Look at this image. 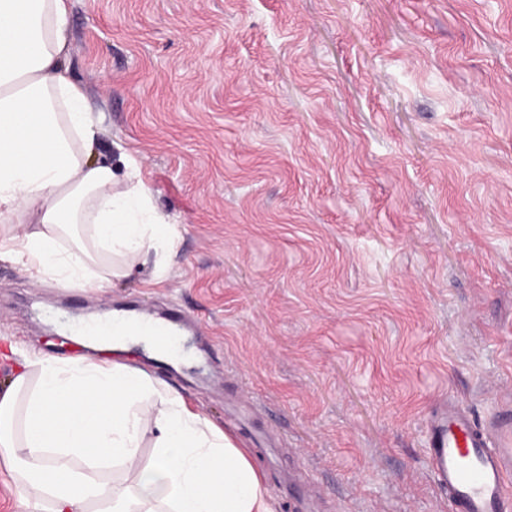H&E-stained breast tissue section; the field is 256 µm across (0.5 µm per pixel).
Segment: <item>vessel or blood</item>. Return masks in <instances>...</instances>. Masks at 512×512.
<instances>
[{
	"instance_id": "vessel-or-blood-1",
	"label": "vessel or blood",
	"mask_w": 512,
	"mask_h": 512,
	"mask_svg": "<svg viewBox=\"0 0 512 512\" xmlns=\"http://www.w3.org/2000/svg\"><path fill=\"white\" fill-rule=\"evenodd\" d=\"M178 319L154 324L152 341L173 345ZM429 464L439 488L461 512H507L512 507V407L475 425L462 407L448 403L428 421Z\"/></svg>"
}]
</instances>
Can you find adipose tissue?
I'll return each mask as SVG.
<instances>
[{
	"label": "adipose tissue",
	"instance_id": "1",
	"mask_svg": "<svg viewBox=\"0 0 512 512\" xmlns=\"http://www.w3.org/2000/svg\"><path fill=\"white\" fill-rule=\"evenodd\" d=\"M67 0H0V258L104 288L175 244L138 160L94 156L97 127L64 64ZM0 470L21 512H277L247 449L144 369L10 347ZM154 458L142 464L144 444Z\"/></svg>",
	"mask_w": 512,
	"mask_h": 512
}]
</instances>
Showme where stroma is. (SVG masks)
Returning a JSON list of instances; mask_svg holds the SVG:
<instances>
[{
	"label": "stroma",
	"mask_w": 512,
	"mask_h": 512,
	"mask_svg": "<svg viewBox=\"0 0 512 512\" xmlns=\"http://www.w3.org/2000/svg\"><path fill=\"white\" fill-rule=\"evenodd\" d=\"M178 236L109 288L0 260V337L60 358L85 314L190 321L135 364L248 448L278 512H452L451 398L512 400V0H69L67 60Z\"/></svg>",
	"instance_id": "obj_1"
}]
</instances>
